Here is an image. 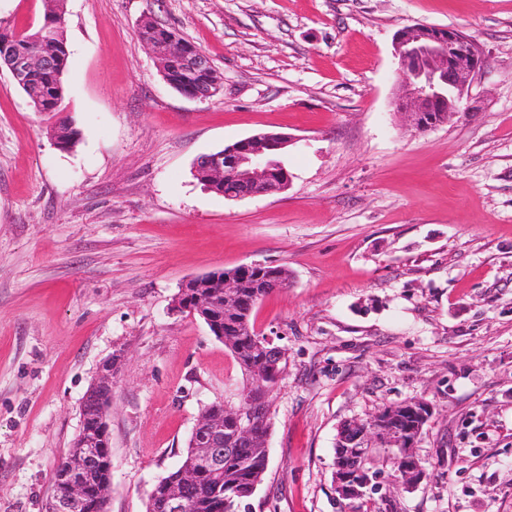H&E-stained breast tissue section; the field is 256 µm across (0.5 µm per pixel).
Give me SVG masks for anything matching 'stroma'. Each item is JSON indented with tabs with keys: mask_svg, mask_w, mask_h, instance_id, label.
<instances>
[{
	"mask_svg": "<svg viewBox=\"0 0 512 512\" xmlns=\"http://www.w3.org/2000/svg\"><path fill=\"white\" fill-rule=\"evenodd\" d=\"M69 150L0 67V512H45L81 402L114 360L108 512H145L205 405L243 376L198 319L189 277L253 262L291 277L255 308L285 351L269 462L245 512H512V0H62ZM44 0H0V31ZM210 58L218 94L186 98L143 21ZM475 39L469 110L430 131L396 111V32ZM297 142L284 193L225 200L191 173L258 132ZM426 400L404 489L341 499L339 426ZM50 135L60 149L69 150L78 142L80 133L67 117H63L58 119Z\"/></svg>",
	"mask_w": 512,
	"mask_h": 512,
	"instance_id": "stroma-1",
	"label": "stroma"
}]
</instances>
